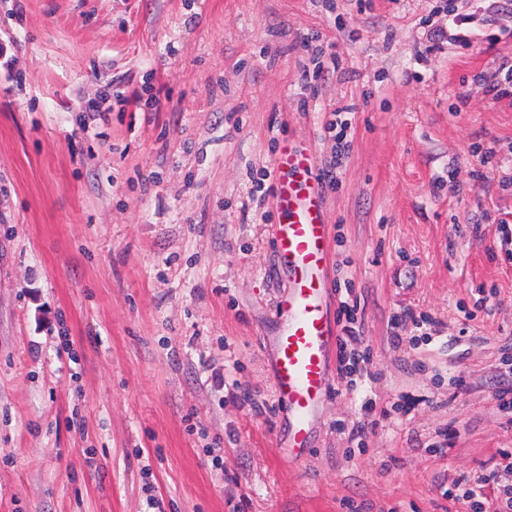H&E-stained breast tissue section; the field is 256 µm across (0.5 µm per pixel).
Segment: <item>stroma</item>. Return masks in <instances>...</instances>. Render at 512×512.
<instances>
[{
    "label": "stroma",
    "instance_id": "35a3bbf8",
    "mask_svg": "<svg viewBox=\"0 0 512 512\" xmlns=\"http://www.w3.org/2000/svg\"><path fill=\"white\" fill-rule=\"evenodd\" d=\"M319 45L338 67L307 89ZM510 65L512 0H0V512H470L447 493L482 476L512 494V95L480 90ZM288 142L338 174L331 314L355 305L370 359L353 385L331 365L292 464L288 278L252 198Z\"/></svg>",
    "mask_w": 512,
    "mask_h": 512
}]
</instances>
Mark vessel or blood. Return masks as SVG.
<instances>
[{
  "mask_svg": "<svg viewBox=\"0 0 512 512\" xmlns=\"http://www.w3.org/2000/svg\"><path fill=\"white\" fill-rule=\"evenodd\" d=\"M274 167L273 200L281 220L273 225L272 238L290 275V290L275 307L281 329L275 338L274 385L289 421L283 454L294 461L308 445L312 417L327 386L335 334L327 317L330 236L314 152L285 148Z\"/></svg>",
  "mask_w": 512,
  "mask_h": 512,
  "instance_id": "1",
  "label": "vessel or blood"
}]
</instances>
